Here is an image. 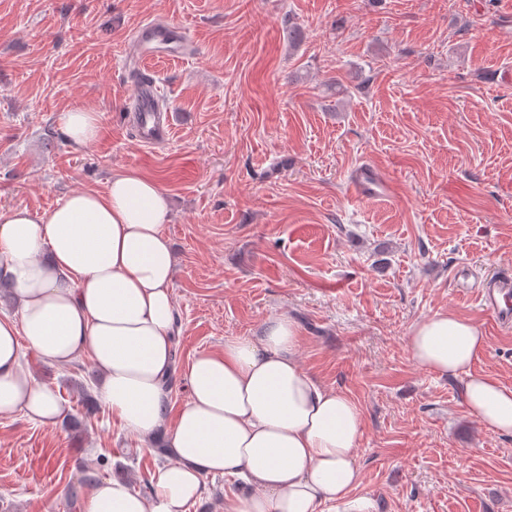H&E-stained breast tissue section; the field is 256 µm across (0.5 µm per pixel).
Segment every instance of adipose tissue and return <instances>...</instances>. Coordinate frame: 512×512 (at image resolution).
Instances as JSON below:
<instances>
[{"label":"adipose tissue","instance_id":"ef3b65f1","mask_svg":"<svg viewBox=\"0 0 512 512\" xmlns=\"http://www.w3.org/2000/svg\"><path fill=\"white\" fill-rule=\"evenodd\" d=\"M170 221L160 185L130 169L40 215L0 212V274L20 311L0 318V417L54 426L66 410L22 360L30 351L62 367L85 353L102 376L99 403L145 447L162 441L167 460L147 495L124 481L91 484L84 512H186L210 474L250 487L225 494L222 512H374L357 492L362 412L302 370L288 316L267 320L260 335L225 338L223 352L195 354L184 373L188 395L173 406ZM407 345L421 369L461 381L482 426L512 434V388L475 369L486 348L476 324L437 313L411 328Z\"/></svg>","mask_w":512,"mask_h":512}]
</instances>
